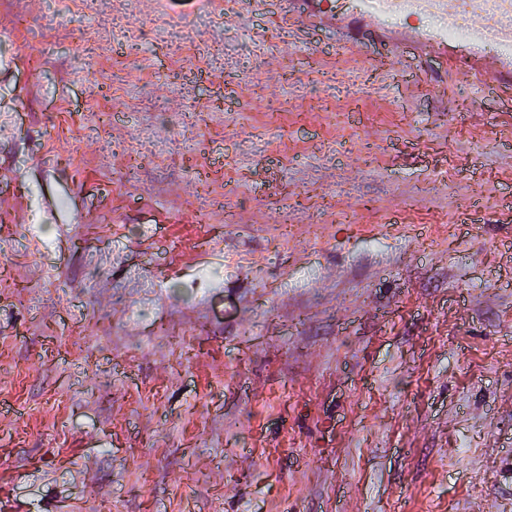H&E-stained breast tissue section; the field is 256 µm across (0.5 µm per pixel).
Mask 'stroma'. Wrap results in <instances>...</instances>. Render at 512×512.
<instances>
[{"instance_id":"1","label":"stroma","mask_w":512,"mask_h":512,"mask_svg":"<svg viewBox=\"0 0 512 512\" xmlns=\"http://www.w3.org/2000/svg\"><path fill=\"white\" fill-rule=\"evenodd\" d=\"M0 30V512H512L494 66L280 0Z\"/></svg>"}]
</instances>
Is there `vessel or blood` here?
I'll return each instance as SVG.
<instances>
[{
    "instance_id": "b4317fda",
    "label": "vessel or blood",
    "mask_w": 512,
    "mask_h": 512,
    "mask_svg": "<svg viewBox=\"0 0 512 512\" xmlns=\"http://www.w3.org/2000/svg\"><path fill=\"white\" fill-rule=\"evenodd\" d=\"M457 0H352L351 16L372 17L371 33L382 41L398 46L411 44L431 49L445 56L467 61L473 73H480L486 61H493L501 77L512 80V24L500 23L503 14L512 15V0H470L472 35L460 41L441 37L436 30L422 26L389 27L383 18L389 14L428 13L445 20H453ZM495 45L496 53H489L488 45Z\"/></svg>"
}]
</instances>
